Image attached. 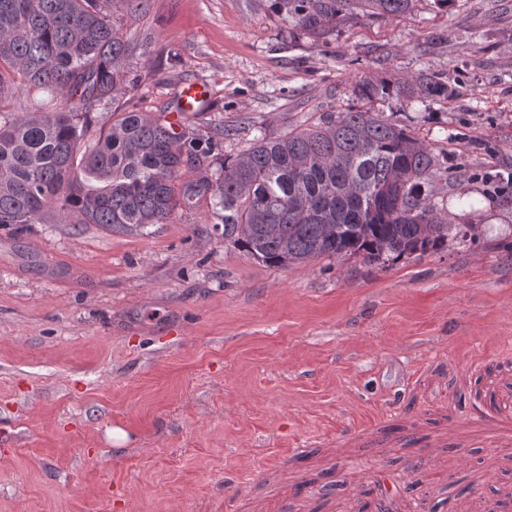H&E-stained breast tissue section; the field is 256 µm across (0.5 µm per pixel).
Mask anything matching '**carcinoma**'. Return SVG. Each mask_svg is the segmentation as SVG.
<instances>
[{"label":"carcinoma","instance_id":"cac0c4a2","mask_svg":"<svg viewBox=\"0 0 512 512\" xmlns=\"http://www.w3.org/2000/svg\"><path fill=\"white\" fill-rule=\"evenodd\" d=\"M107 0H0V97L17 89L56 104L51 112L0 108V224H96L138 235L176 209L207 201L224 240L250 258L288 267L355 256L369 265L475 239L432 203L442 163L405 127L368 109L330 112L317 125L224 155L219 128L202 135L145 112L112 108L131 85L127 43ZM415 0H272L295 30L323 38L362 11L387 19ZM354 94L446 99L431 74L403 82L363 78ZM108 129L75 164L97 114Z\"/></svg>","mask_w":512,"mask_h":512}]
</instances>
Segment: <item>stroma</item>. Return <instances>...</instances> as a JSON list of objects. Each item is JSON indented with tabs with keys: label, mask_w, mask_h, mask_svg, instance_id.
Segmentation results:
<instances>
[{
	"label": "stroma",
	"mask_w": 512,
	"mask_h": 512,
	"mask_svg": "<svg viewBox=\"0 0 512 512\" xmlns=\"http://www.w3.org/2000/svg\"><path fill=\"white\" fill-rule=\"evenodd\" d=\"M107 12L134 47L121 106L158 116L206 82L210 109L181 122L235 129L228 155L370 110L446 160L434 203L476 239L282 268L225 244L204 202L141 235L0 225V512L511 504L512 0H417L317 40L271 0ZM431 73L450 97L353 94Z\"/></svg>",
	"instance_id": "obj_1"
}]
</instances>
